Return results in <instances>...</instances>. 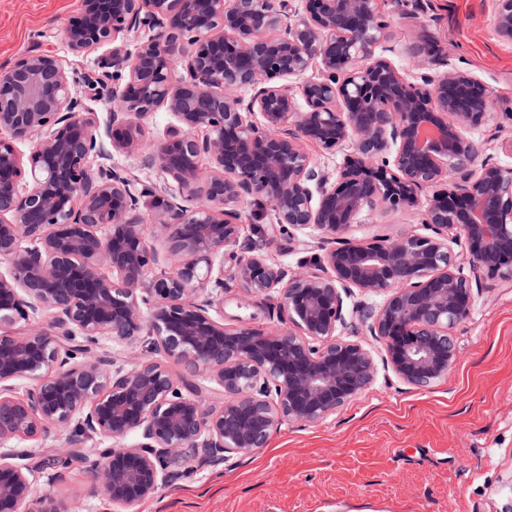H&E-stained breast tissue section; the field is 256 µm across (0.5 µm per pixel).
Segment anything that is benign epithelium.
<instances>
[{
	"label": "benign epithelium",
	"instance_id": "obj_1",
	"mask_svg": "<svg viewBox=\"0 0 512 512\" xmlns=\"http://www.w3.org/2000/svg\"><path fill=\"white\" fill-rule=\"evenodd\" d=\"M305 2L302 11L296 0H84L64 31L75 53L121 30L153 32L102 61L96 84L112 102L110 125L123 127L110 150L57 56L0 68V442L51 427L69 429L70 448L89 435L112 441L92 472L115 512L170 482L190 454L219 466L265 447L281 421L319 422L365 391L378 364L336 335L341 291L381 298L365 321L384 367L428 387L457 363L450 331L469 318L473 285L512 282V167L464 173L479 153L469 132L489 117L486 89L463 70L404 76L378 52L387 23L377 0ZM497 26L512 40V0H497ZM179 63L189 78H175ZM162 106L176 123L143 163L158 164L183 203L108 164L111 151L136 149L141 123ZM32 139L25 158L17 144ZM307 142L342 154L334 182ZM437 184L446 188L421 200ZM247 199L272 212L279 233L312 229L331 247L293 273L226 251L242 225L233 204ZM378 207L417 211L427 233L352 235ZM147 211L168 269L155 270ZM459 231L463 259L452 247ZM228 259L246 293L277 292L292 327L228 330L211 314ZM199 291L205 298L191 300ZM145 308L152 347L215 383L222 406L184 394L155 361L112 370L81 359L103 340L138 343ZM40 311L46 325L11 331ZM27 378L42 382L12 396ZM136 432L143 442L124 446ZM31 472L0 454V512H23Z\"/></svg>",
	"mask_w": 512,
	"mask_h": 512
}]
</instances>
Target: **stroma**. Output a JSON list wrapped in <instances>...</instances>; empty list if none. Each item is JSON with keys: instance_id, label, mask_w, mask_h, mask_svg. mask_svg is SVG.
Returning a JSON list of instances; mask_svg holds the SVG:
<instances>
[{"instance_id": "obj_1", "label": "stroma", "mask_w": 512, "mask_h": 512, "mask_svg": "<svg viewBox=\"0 0 512 512\" xmlns=\"http://www.w3.org/2000/svg\"><path fill=\"white\" fill-rule=\"evenodd\" d=\"M378 7L388 24L384 54L400 71L465 70L493 99L492 117L472 133L480 146L472 172L487 163L512 166V40L498 31L496 0H379ZM80 14L81 0H0V66L50 51L80 79L99 73L112 46L132 50L147 37L122 31L112 45L74 53L63 31ZM174 122L167 108H159L142 125L139 151L112 155L116 169L163 198L178 195L177 185L159 167L144 166L140 156ZM239 209L240 251L263 254L293 272L322 246L311 230L288 241L270 219H255L251 202ZM256 223L267 239L253 234ZM422 230L414 212L377 209L361 214L354 233L396 239ZM377 302L358 293L345 298L348 327L341 335L378 357L383 344L357 314ZM213 314L231 330L288 326L275 295L246 296L230 276L224 304ZM452 337L458 362L430 387L419 389L379 370L369 389L319 423L282 422L265 448L218 467L189 458L184 474L130 512H512V284L483 281L469 318ZM65 436L53 428L34 439L0 443V453L32 468L33 499L51 500L60 512H113L90 469L105 441H87L62 465L56 458Z\"/></svg>"}]
</instances>
